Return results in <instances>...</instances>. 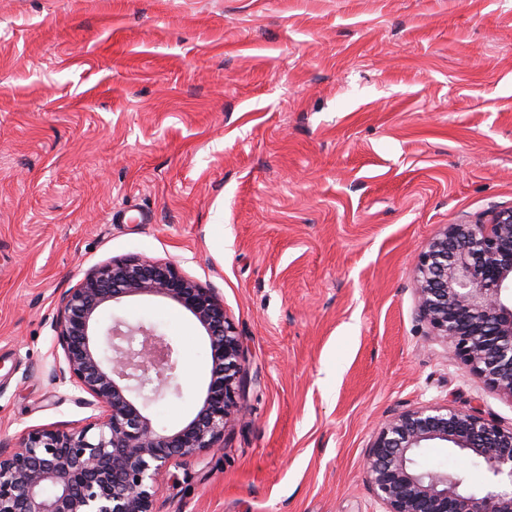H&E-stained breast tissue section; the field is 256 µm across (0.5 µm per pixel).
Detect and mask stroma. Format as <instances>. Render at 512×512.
Returning a JSON list of instances; mask_svg holds the SVG:
<instances>
[{"mask_svg": "<svg viewBox=\"0 0 512 512\" xmlns=\"http://www.w3.org/2000/svg\"><path fill=\"white\" fill-rule=\"evenodd\" d=\"M512 206V0H0V445L79 427L52 380L56 302L143 255L212 284L247 351L224 448L171 467L162 512H380L364 460L395 413L512 400L418 315L446 225ZM154 323L195 413L210 351Z\"/></svg>", "mask_w": 512, "mask_h": 512, "instance_id": "35a3bbf8", "label": "stroma"}]
</instances>
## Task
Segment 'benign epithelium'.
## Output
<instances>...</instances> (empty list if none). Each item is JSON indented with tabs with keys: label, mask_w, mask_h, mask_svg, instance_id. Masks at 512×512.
<instances>
[{
	"label": "benign epithelium",
	"mask_w": 512,
	"mask_h": 512,
	"mask_svg": "<svg viewBox=\"0 0 512 512\" xmlns=\"http://www.w3.org/2000/svg\"><path fill=\"white\" fill-rule=\"evenodd\" d=\"M420 320L483 386L512 399V207L449 224L415 267ZM154 296L187 311L204 331L211 368L195 414L156 428L145 382L155 396L180 395L177 359L167 336L115 315L102 329L103 306ZM64 365L52 380L70 382L98 411L77 428L47 425L23 431L0 451V512H162L169 469L224 445L249 381L243 342L208 283L170 261L135 256L87 272L63 293L52 321ZM426 448H451L488 474L471 492L464 477L425 469ZM366 478L382 512H512V426L477 411L425 405L401 411L376 432Z\"/></svg>",
	"instance_id": "obj_1"
}]
</instances>
